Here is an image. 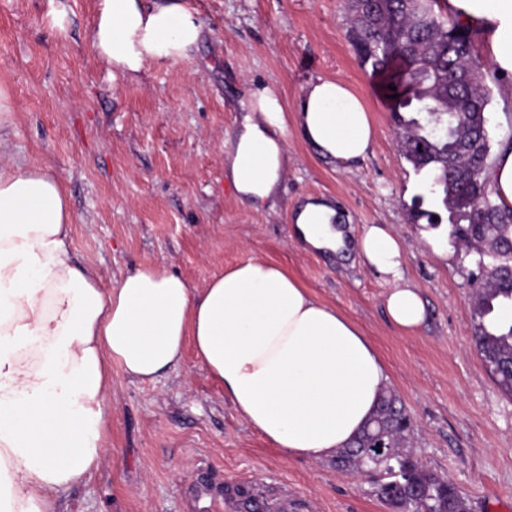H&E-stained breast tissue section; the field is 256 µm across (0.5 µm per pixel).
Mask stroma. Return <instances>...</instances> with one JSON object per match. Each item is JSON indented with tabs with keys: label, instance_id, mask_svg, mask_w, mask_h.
Returning a JSON list of instances; mask_svg holds the SVG:
<instances>
[{
	"label": "stroma",
	"instance_id": "35a3bbf8",
	"mask_svg": "<svg viewBox=\"0 0 512 512\" xmlns=\"http://www.w3.org/2000/svg\"><path fill=\"white\" fill-rule=\"evenodd\" d=\"M185 2L201 40L131 80L87 41L98 0H0V91L11 108L0 162H33L59 178L73 214L72 255L101 287L140 265L196 288L250 259L284 267L373 342L413 419L415 456L459 487L470 512H512V397L472 346L475 256L449 245L446 227L418 218L423 176L403 156L390 100L347 40L346 0ZM319 76L367 102L373 144L343 171L289 122L292 162L278 198L244 207L224 171L241 101L268 87L291 111ZM309 196L404 241V278L427 306L417 332L387 320L391 284L363 261L299 247L290 212ZM251 485L301 502V512H388L368 475L287 456L252 430L189 347L179 368L152 384L113 368L106 450L60 512H227L224 487Z\"/></svg>",
	"mask_w": 512,
	"mask_h": 512
}]
</instances>
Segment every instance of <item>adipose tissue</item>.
Masks as SVG:
<instances>
[{
    "mask_svg": "<svg viewBox=\"0 0 512 512\" xmlns=\"http://www.w3.org/2000/svg\"><path fill=\"white\" fill-rule=\"evenodd\" d=\"M442 9L482 33L480 52L512 102V0H443ZM202 26L184 0H99L87 39L113 70L135 77L176 61ZM224 153L238 199H273L288 170V121L280 98L250 93ZM306 140L348 168L375 135L365 101L319 77L296 106ZM293 232L318 253L347 249L393 286L389 320L412 333L426 305L402 274L404 245L386 227H340L336 207L310 199ZM73 217L59 179L36 164L0 163V512H57L63 493L98 467L113 368L141 383L177 369L193 346L235 412L289 456L320 461L359 435L388 385L362 329L282 266L248 260L204 287L142 266L101 287L75 264Z\"/></svg>",
    "mask_w": 512,
    "mask_h": 512,
    "instance_id": "1",
    "label": "adipose tissue"
}]
</instances>
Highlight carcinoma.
I'll return each mask as SVG.
<instances>
[{"mask_svg": "<svg viewBox=\"0 0 512 512\" xmlns=\"http://www.w3.org/2000/svg\"><path fill=\"white\" fill-rule=\"evenodd\" d=\"M436 0H349L348 40L360 66L392 85L393 119L404 132V157L430 176L447 219L422 211L427 224L448 223V239L484 255L488 271L473 288L476 353L501 391L512 395V282L493 271L512 268V208L493 198L489 133L490 81L476 51V32L436 10ZM413 422L389 392L363 432L334 459L336 470L374 476L375 492L392 512H469L467 499L406 444ZM236 512L272 510L241 495Z\"/></svg>", "mask_w": 512, "mask_h": 512, "instance_id": "cac0c4a2", "label": "carcinoma"}]
</instances>
